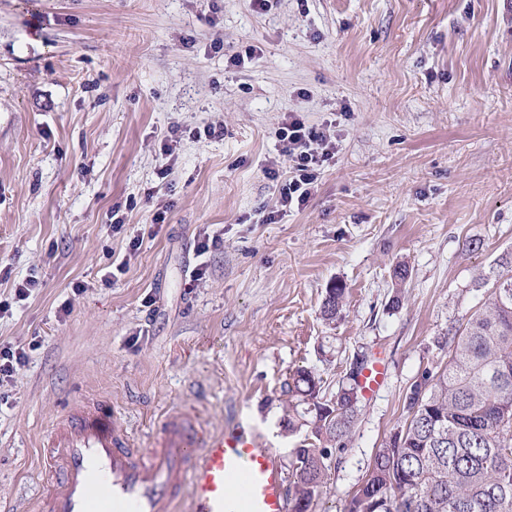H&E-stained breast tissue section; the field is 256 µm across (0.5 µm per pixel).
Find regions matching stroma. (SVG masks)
Returning <instances> with one entry per match:
<instances>
[{"label": "stroma", "instance_id": "1", "mask_svg": "<svg viewBox=\"0 0 512 512\" xmlns=\"http://www.w3.org/2000/svg\"><path fill=\"white\" fill-rule=\"evenodd\" d=\"M290 111L332 121L337 142L288 210ZM205 230L223 242L201 256ZM506 254L512 0H0V345L28 351L0 402V512H39L42 444L86 397L139 447L183 409L214 433L246 419L290 465L305 437L285 429L290 374L316 371L332 396L363 352L387 381L315 506L343 512L411 384L447 361L434 338L485 301L475 279ZM346 299V288L336 283L327 288L322 302L321 314L325 321L333 322L341 313Z\"/></svg>", "mask_w": 512, "mask_h": 512}]
</instances>
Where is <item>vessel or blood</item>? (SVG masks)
<instances>
[{
	"instance_id": "b4317fda",
	"label": "vessel or blood",
	"mask_w": 512,
	"mask_h": 512,
	"mask_svg": "<svg viewBox=\"0 0 512 512\" xmlns=\"http://www.w3.org/2000/svg\"><path fill=\"white\" fill-rule=\"evenodd\" d=\"M138 448L111 401L86 398L55 423L40 459L42 512H293L281 457L249 424L209 433L168 411Z\"/></svg>"
}]
</instances>
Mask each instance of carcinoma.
I'll return each instance as SVG.
<instances>
[{"label":"carcinoma","instance_id":"carcinoma-1","mask_svg":"<svg viewBox=\"0 0 512 512\" xmlns=\"http://www.w3.org/2000/svg\"><path fill=\"white\" fill-rule=\"evenodd\" d=\"M492 284L468 319L434 338L448 361L427 368L405 396L407 416L375 452L344 512H512V256L477 277ZM346 288L326 289L321 314L341 313ZM362 357L336 395L301 368L289 376L285 429L311 436L293 449L288 494L294 512H312L322 493L328 447L345 449L360 412Z\"/></svg>","mask_w":512,"mask_h":512}]
</instances>
